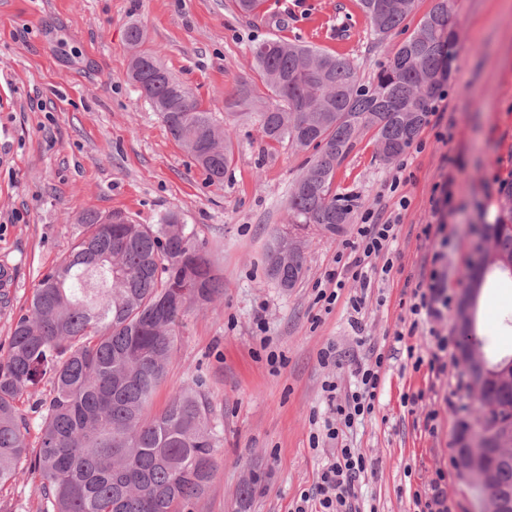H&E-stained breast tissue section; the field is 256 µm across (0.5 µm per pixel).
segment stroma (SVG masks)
Here are the masks:
<instances>
[{"instance_id": "stroma-1", "label": "stroma", "mask_w": 512, "mask_h": 512, "mask_svg": "<svg viewBox=\"0 0 512 512\" xmlns=\"http://www.w3.org/2000/svg\"><path fill=\"white\" fill-rule=\"evenodd\" d=\"M435 3L416 0L413 14L382 41L359 0H262L249 17L235 0H0V264L15 277L13 288L0 291V344L40 275L68 255L87 211L119 212L138 224L174 213L194 226L224 278V296L184 317L151 410L160 412L193 380L204 382L220 441L217 471L195 512H293L336 454L310 444L317 420L328 415L322 384L332 377L341 391L353 388L355 369L372 349L386 357L375 410L348 436L367 460L357 487L362 512H418L415 497L438 493L450 512H483L454 451L460 425L477 408L459 359L456 312L478 235L497 222L502 184L512 179V0H448L459 36L444 117L428 116L388 164L378 160L372 132L362 135L336 169V192L353 204L336 236L288 225V190L308 151L268 145L255 117L229 107L240 87L260 82L257 42L275 35L348 57L370 84ZM133 24L144 31L143 49L157 52L217 129H229L234 155L222 181L209 180L131 82L126 30ZM446 155L454 167H445ZM447 173L455 212L443 242L422 228ZM383 211L401 216L390 275L372 276L364 291L346 283L324 311L317 283L334 269L361 216ZM285 231L306 244L304 277L289 290L265 271L267 247ZM443 246L450 302L438 329L449 348L437 374L414 367L405 348L423 357L435 348L410 307ZM359 292L365 303L356 313L349 298ZM483 295L484 351L510 353L512 327L504 320L512 316V283L488 279ZM259 312L273 350L285 358L275 372L257 335ZM329 347L336 361L325 365L320 353ZM246 484L252 493L244 498ZM1 500L14 512L44 509L39 479L28 473L1 487Z\"/></svg>"}]
</instances>
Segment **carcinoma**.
Wrapping results in <instances>:
<instances>
[{"label": "carcinoma", "instance_id": "carcinoma-1", "mask_svg": "<svg viewBox=\"0 0 512 512\" xmlns=\"http://www.w3.org/2000/svg\"><path fill=\"white\" fill-rule=\"evenodd\" d=\"M415 0H360L379 39L410 15ZM458 38L448 0H438L392 53L374 84L360 83L348 58L268 38L252 54L262 87L243 86L233 105L266 91L271 103L256 113L271 143L313 148L288 194L293 224L314 225L334 236L349 223L352 200L333 189L336 167L365 131H373L377 157L397 158L426 122L431 100L448 79V59ZM130 77L162 121L213 181H221L233 146L219 134L180 81L152 52L138 51ZM69 254L44 273L27 307L14 318L0 350V487L24 463L41 480L44 512H193L217 469L219 430L200 381L176 392L164 409L149 406L177 349L176 327L193 306L224 295L195 228L175 215L159 224H136L120 213L89 211ZM493 250L466 273L471 311L466 328L475 343L476 300L493 268L512 279V181L503 185L501 216L488 225ZM305 246L274 238L266 275L289 290L302 278ZM506 355L485 359L487 370L467 368L478 386L477 429L464 432L497 447L485 434L512 432V365ZM49 377L52 391L35 403L31 422L17 407L29 388ZM493 494L512 497V462L495 468Z\"/></svg>", "mask_w": 512, "mask_h": 512}]
</instances>
